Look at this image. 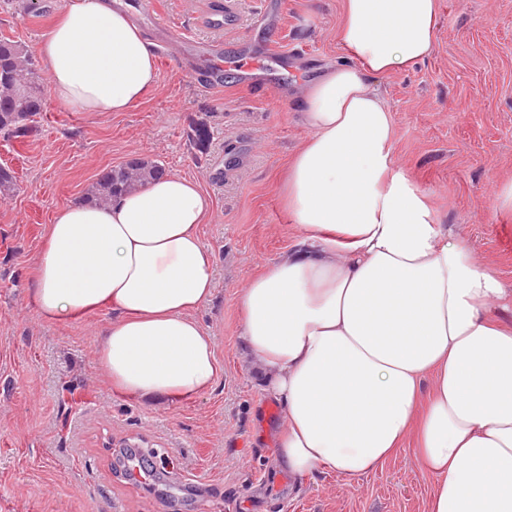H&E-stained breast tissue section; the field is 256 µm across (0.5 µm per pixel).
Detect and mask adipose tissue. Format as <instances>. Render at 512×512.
Here are the masks:
<instances>
[{
	"mask_svg": "<svg viewBox=\"0 0 512 512\" xmlns=\"http://www.w3.org/2000/svg\"><path fill=\"white\" fill-rule=\"evenodd\" d=\"M439 0H343L355 60L302 90L308 136L280 192L296 243L237 296L262 392L281 409L271 459L294 479L358 477L411 451L427 512H512V305L397 163L380 77L435 47ZM39 54L56 100L124 112L154 85L139 28L110 0H68ZM210 201L171 173L104 206L58 208L33 258L44 319L103 308L96 360L114 392L198 397L221 368L196 313L213 296L199 228Z\"/></svg>",
	"mask_w": 512,
	"mask_h": 512,
	"instance_id": "adipose-tissue-1",
	"label": "adipose tissue"
}]
</instances>
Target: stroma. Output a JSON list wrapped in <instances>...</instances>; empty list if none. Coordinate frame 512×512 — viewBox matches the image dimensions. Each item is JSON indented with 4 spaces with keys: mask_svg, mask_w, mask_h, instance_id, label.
Segmentation results:
<instances>
[{
    "mask_svg": "<svg viewBox=\"0 0 512 512\" xmlns=\"http://www.w3.org/2000/svg\"><path fill=\"white\" fill-rule=\"evenodd\" d=\"M67 0H0V36L37 52ZM433 54L378 85L395 150L433 194L445 224L512 289V213L493 205L512 178V0H439ZM342 0H141L136 24L158 50V79L125 112H77L48 98L37 130L0 135L17 177L0 198V512H426L429 483L410 452L357 478L297 483L271 468L280 419L258 388L236 293L295 242L277 184L307 135L299 89L347 63L336 30ZM191 41L224 46V82ZM272 54L260 71L237 59ZM140 157L194 179L212 209L200 228L215 255V291L198 319L223 371L207 393L167 406L113 394L98 367L102 309L57 323L31 303L32 258L54 211L106 169ZM158 452L157 479L130 481L127 448Z\"/></svg>",
    "mask_w": 512,
    "mask_h": 512,
    "instance_id": "1",
    "label": "stroma"
}]
</instances>
